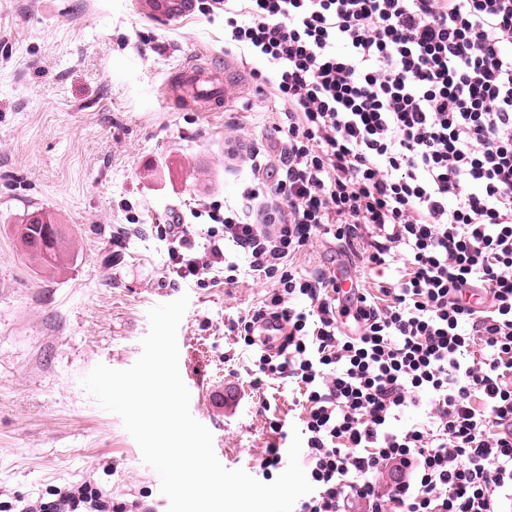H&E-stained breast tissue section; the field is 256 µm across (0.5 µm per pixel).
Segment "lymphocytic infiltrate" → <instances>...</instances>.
Wrapping results in <instances>:
<instances>
[{"label":"lymphocytic infiltrate","mask_w":512,"mask_h":512,"mask_svg":"<svg viewBox=\"0 0 512 512\" xmlns=\"http://www.w3.org/2000/svg\"><path fill=\"white\" fill-rule=\"evenodd\" d=\"M224 40L273 66L282 147L249 158L238 207L153 230L180 282L269 281L233 329L253 386L300 395L295 512H512V0H224ZM320 237L372 287L298 271ZM143 509L93 480L0 500Z\"/></svg>","instance_id":"1"}]
</instances>
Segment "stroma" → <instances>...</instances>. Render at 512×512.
<instances>
[{
	"mask_svg": "<svg viewBox=\"0 0 512 512\" xmlns=\"http://www.w3.org/2000/svg\"><path fill=\"white\" fill-rule=\"evenodd\" d=\"M190 62L228 72L221 109L198 111L179 93ZM255 65L226 49L220 12L165 21L145 0H0V488L34 494L91 476L114 499L168 512L122 418L81 381L100 363L132 366L149 309L184 295L179 370L225 468L262 479L271 419L300 426L287 384L251 387L230 330L266 284H177L169 243L151 230L215 200L235 205L250 179L246 152L276 142L285 105L272 88L256 91ZM36 208L74 233L64 273H40L17 246L16 227ZM119 225L134 231L118 244ZM294 264L354 270L361 259L321 238Z\"/></svg>",
	"mask_w": 512,
	"mask_h": 512,
	"instance_id": "stroma-1",
	"label": "stroma"
}]
</instances>
